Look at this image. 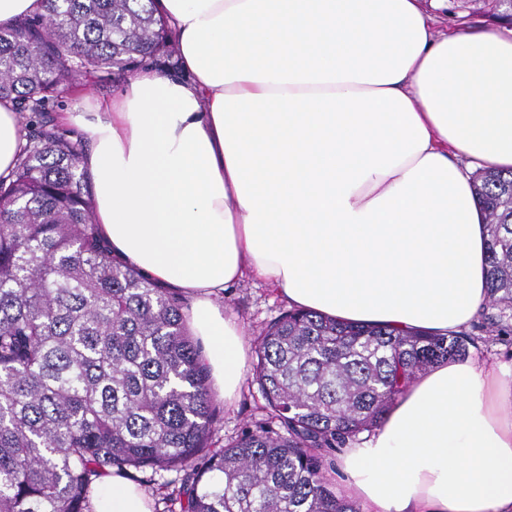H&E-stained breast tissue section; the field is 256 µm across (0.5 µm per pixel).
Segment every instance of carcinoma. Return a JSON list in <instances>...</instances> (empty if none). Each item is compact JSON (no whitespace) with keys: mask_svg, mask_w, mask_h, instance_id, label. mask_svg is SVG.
<instances>
[{"mask_svg":"<svg viewBox=\"0 0 512 512\" xmlns=\"http://www.w3.org/2000/svg\"><path fill=\"white\" fill-rule=\"evenodd\" d=\"M474 13L512 25L496 0ZM177 54L154 0H40L0 26V101L40 114L79 76ZM83 142L44 117L0 175V512H91L96 480L185 471L179 512H360L332 452L386 416L416 376L512 335V172L473 180L487 217L481 321L444 336L291 309L257 338L255 380L278 430L218 448V411L178 294L112 257Z\"/></svg>","mask_w":512,"mask_h":512,"instance_id":"cac0c4a2","label":"carcinoma"}]
</instances>
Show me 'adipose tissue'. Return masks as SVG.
<instances>
[{
    "mask_svg": "<svg viewBox=\"0 0 512 512\" xmlns=\"http://www.w3.org/2000/svg\"><path fill=\"white\" fill-rule=\"evenodd\" d=\"M183 75L146 70L93 112L94 221L117 260L189 297L233 402L248 345L219 298L247 276L290 307L464 328L487 295L484 215L458 157L512 169V27L436 37L446 0H155ZM24 143L0 102V174ZM342 471L362 512H512V365L417 378ZM126 475L92 512H153Z\"/></svg>",
    "mask_w": 512,
    "mask_h": 512,
    "instance_id": "obj_1",
    "label": "adipose tissue"
}]
</instances>
